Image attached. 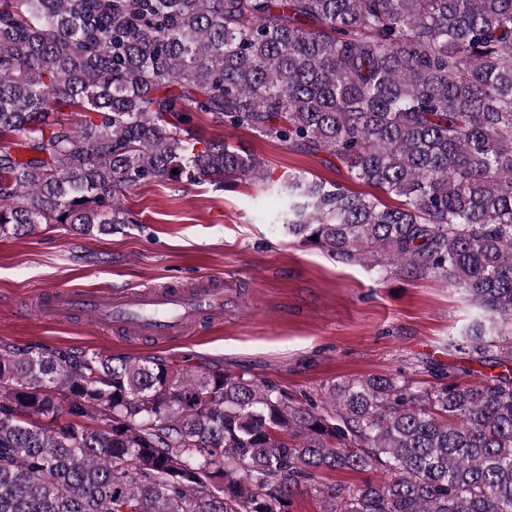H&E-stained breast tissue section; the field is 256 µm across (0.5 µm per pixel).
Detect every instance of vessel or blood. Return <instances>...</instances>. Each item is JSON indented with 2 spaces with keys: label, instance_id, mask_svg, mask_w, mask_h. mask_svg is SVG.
<instances>
[{
  "label": "vessel or blood",
  "instance_id": "obj_1",
  "mask_svg": "<svg viewBox=\"0 0 512 512\" xmlns=\"http://www.w3.org/2000/svg\"><path fill=\"white\" fill-rule=\"evenodd\" d=\"M28 307L58 323L91 321L132 339L167 341L189 335L200 321L221 322L225 312L243 309L244 300L237 281L207 278L194 288L59 286Z\"/></svg>",
  "mask_w": 512,
  "mask_h": 512
}]
</instances>
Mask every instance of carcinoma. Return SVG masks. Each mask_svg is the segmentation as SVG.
<instances>
[{"label":"carcinoma","mask_w":512,"mask_h":512,"mask_svg":"<svg viewBox=\"0 0 512 512\" xmlns=\"http://www.w3.org/2000/svg\"><path fill=\"white\" fill-rule=\"evenodd\" d=\"M194 112L402 203L275 180ZM163 179L270 183L288 235L461 290L479 316L448 347L512 364V0H0V238L110 234L135 223L116 194ZM341 470L385 477L323 483ZM299 488L319 512H512V372L297 395L0 345V512H289Z\"/></svg>","instance_id":"carcinoma-1"}]
</instances>
